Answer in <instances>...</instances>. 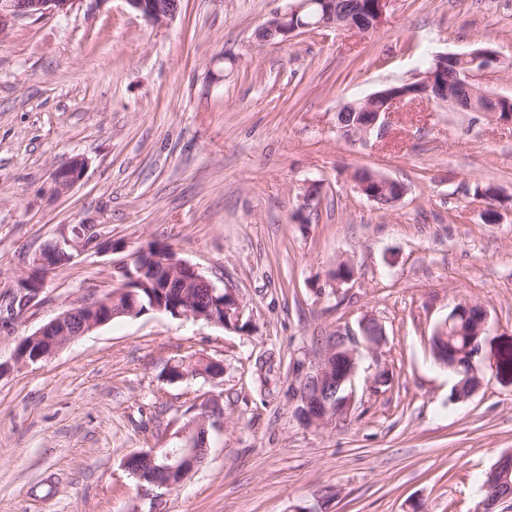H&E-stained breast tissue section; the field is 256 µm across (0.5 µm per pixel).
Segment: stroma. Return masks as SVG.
<instances>
[{"label":"stroma","instance_id":"1","mask_svg":"<svg viewBox=\"0 0 512 512\" xmlns=\"http://www.w3.org/2000/svg\"><path fill=\"white\" fill-rule=\"evenodd\" d=\"M290 2L182 0L154 26L125 0H76L0 39V309L62 227L99 224L113 242L53 271L0 327V512H292L331 491L333 512H484L480 480L512 452V380L494 363L512 344V124L412 104L359 143L336 113L438 54L487 46L512 62V0H393L369 32L258 40ZM76 156L83 179L56 194L53 172ZM360 168L403 182L402 199H366L351 181ZM479 183L509 196L497 223L483 221ZM153 242L234 292L242 329L153 311L14 365L21 338L104 296L113 263ZM341 259L351 281L332 276ZM464 302L486 309L492 332L482 384L458 400L430 336ZM366 318L385 336L360 356L348 414L304 425L287 395L292 360ZM200 355L223 375L162 381ZM382 367L389 382L373 387ZM210 396L223 424L205 462L150 500L124 459L177 446Z\"/></svg>","mask_w":512,"mask_h":512}]
</instances>
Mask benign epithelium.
<instances>
[{"label": "benign epithelium", "mask_w": 512, "mask_h": 512, "mask_svg": "<svg viewBox=\"0 0 512 512\" xmlns=\"http://www.w3.org/2000/svg\"><path fill=\"white\" fill-rule=\"evenodd\" d=\"M76 0H0V39L7 36L15 22L21 18L43 17L46 15L66 14ZM131 9L141 14L150 24L161 26L172 20L180 10L178 0H125ZM339 0H323L325 5L315 25L320 28H344L359 33L377 29L386 17V10L391 0H369L366 10L369 12L368 25L358 27L343 18L338 6ZM311 5L310 0H292L288 9L274 13L259 29L258 37L263 41L277 38L286 40L294 37L304 29L300 14ZM468 60V69L461 73L458 86L453 89H434L437 68L450 59ZM441 54L435 56L433 63L421 77L410 84V87L391 86L377 91L364 99L351 103L353 107L365 110L373 108V103L381 101V108L373 113L367 124L359 127H348L345 123L341 106L336 113L339 131L351 142L363 141L372 132L383 133L388 125L389 116L397 111L405 101L415 100L429 105H447L454 107L457 94L466 92L479 104V111L485 113L496 122L512 121V116H500L499 103L502 98L485 92L476 85L479 74L501 68L504 62L488 48H475L463 56ZM86 162L82 158H74L53 173L54 190L57 194L69 192L83 177ZM376 182L383 192L393 191L387 196L389 204L398 202L404 194L401 183L391 178L375 175ZM112 248V239L100 230L97 224H79L71 230H63L59 235L42 245L32 257L26 270L16 279L13 285V303L20 311H25L40 296L46 285L50 270L55 268L52 261L63 256L67 261L91 249L103 250ZM182 285L180 300L172 309L175 318H193L209 324L237 329L241 322V305L232 293L219 290L193 265L176 258L175 253H151L147 249L129 254L126 259L112 266L113 289L104 297L93 302L77 300L45 323L34 333L31 339L43 342V350L31 358L14 355L18 366H27L50 358L58 349L75 341L95 328L108 323L118 316L135 317L138 306L123 309L117 306V297L123 292L133 291L134 285L145 283V278L156 281L159 277ZM208 288L213 296H224V319H218L211 309L196 310L191 306L194 289ZM371 324L367 320L360 325V335L341 331L328 337L323 350L315 358L307 356L296 360L292 366L288 388L289 400L294 403L299 420L310 426H324L344 415L351 407L353 398V382L358 368V356L361 348L369 350L379 346L382 337L371 336L366 327ZM221 408L214 399H208L200 405V414L183 429L177 437L185 439L184 446L175 448L164 454L163 470L186 479L200 464L205 447L198 444V434L207 431V426H221ZM156 451L139 452L129 456L124 468L131 472H139L143 466H154Z\"/></svg>", "instance_id": "benign-epithelium-1"}]
</instances>
